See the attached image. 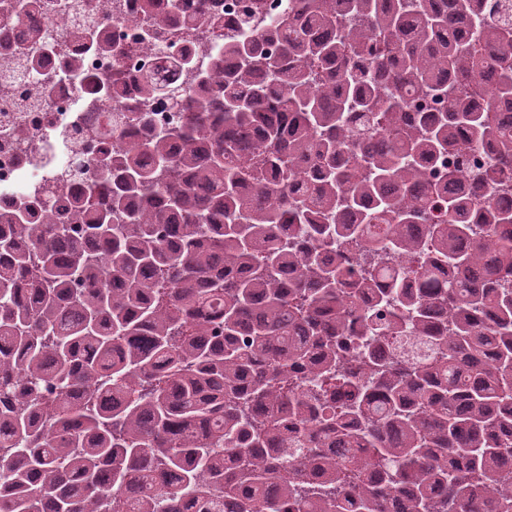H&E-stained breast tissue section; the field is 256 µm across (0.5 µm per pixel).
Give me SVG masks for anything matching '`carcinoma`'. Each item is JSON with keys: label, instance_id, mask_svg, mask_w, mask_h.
<instances>
[{"label": "carcinoma", "instance_id": "cac0c4a2", "mask_svg": "<svg viewBox=\"0 0 512 512\" xmlns=\"http://www.w3.org/2000/svg\"><path fill=\"white\" fill-rule=\"evenodd\" d=\"M255 2L0 213V512H512V6ZM149 108L154 112L155 122L160 127L173 126L183 120L184 112L173 107L167 99L149 103Z\"/></svg>", "mask_w": 512, "mask_h": 512}]
</instances>
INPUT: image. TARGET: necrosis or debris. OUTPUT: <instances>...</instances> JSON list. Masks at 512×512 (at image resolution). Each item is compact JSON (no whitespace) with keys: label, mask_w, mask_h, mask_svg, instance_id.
I'll return each instance as SVG.
<instances>
[{"label":"necrosis or debris","mask_w":512,"mask_h":512,"mask_svg":"<svg viewBox=\"0 0 512 512\" xmlns=\"http://www.w3.org/2000/svg\"><path fill=\"white\" fill-rule=\"evenodd\" d=\"M139 2L84 0L85 12L65 21L56 11L35 13L32 20L42 28L50 47L49 59L37 73L18 62L25 30L7 22L0 11V211L47 197L64 205V198L56 194L57 183L64 170L77 163H84L85 178L95 176L90 164L93 145L120 105L93 94L81 79L65 76L67 62L82 59L87 70L105 79L117 70L140 73L147 64L160 81L177 88L188 86L190 76L167 68L166 53L187 48L200 67H208L209 32L180 23L162 31L160 52L145 57L138 38L153 30L154 24ZM89 23L105 24L111 37L124 45L121 59L85 50L75 29ZM16 127L25 131L24 142L5 137V130Z\"/></svg>","instance_id":"1"}]
</instances>
